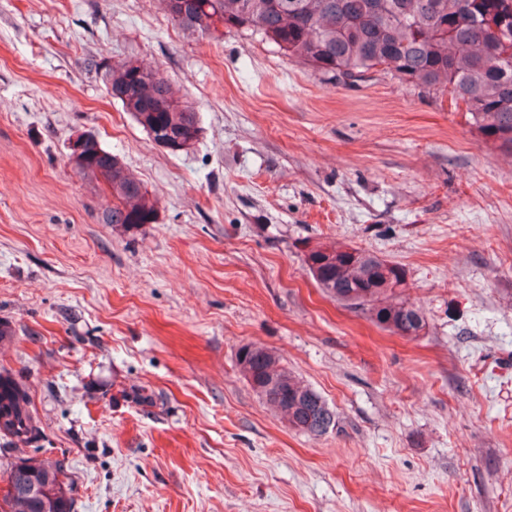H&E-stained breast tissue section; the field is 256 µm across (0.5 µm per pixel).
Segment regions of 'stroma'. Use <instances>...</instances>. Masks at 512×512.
Returning a JSON list of instances; mask_svg holds the SVG:
<instances>
[{
	"label": "stroma",
	"instance_id": "obj_1",
	"mask_svg": "<svg viewBox=\"0 0 512 512\" xmlns=\"http://www.w3.org/2000/svg\"><path fill=\"white\" fill-rule=\"evenodd\" d=\"M160 66L199 114L171 153L89 59ZM93 136L158 201L68 163ZM338 241L406 271L405 337L329 297ZM0 367L76 512H512V156L448 93L343 86L248 31L189 35L161 0H0ZM275 350L335 410L296 432L236 367ZM77 136L71 145L72 160L76 162L82 152L85 166L77 174L91 180L102 179L112 193V208L102 213V223L125 229L138 228L157 221L158 204L144 185L133 177L120 159L103 149L99 142L89 136L84 143Z\"/></svg>",
	"mask_w": 512,
	"mask_h": 512
}]
</instances>
